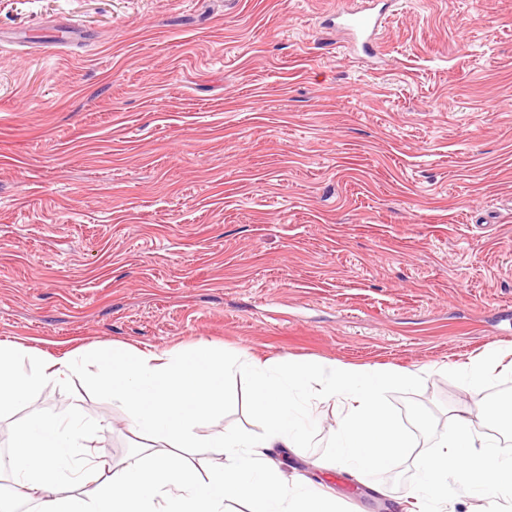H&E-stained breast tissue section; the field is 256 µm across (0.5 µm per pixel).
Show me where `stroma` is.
Here are the masks:
<instances>
[{"label": "stroma", "mask_w": 512, "mask_h": 512, "mask_svg": "<svg viewBox=\"0 0 512 512\" xmlns=\"http://www.w3.org/2000/svg\"><path fill=\"white\" fill-rule=\"evenodd\" d=\"M345 0H0V342H209L424 369L385 401L419 451L474 406L457 366L512 346V0H398L381 55ZM207 435L258 433L246 374ZM75 411L115 463L126 414L82 375L0 416ZM286 476L412 512L415 457L352 473L333 403ZM383 25L381 14L360 12L353 14L336 13V26L349 32L354 43L361 46L372 44V35Z\"/></svg>", "instance_id": "1"}]
</instances>
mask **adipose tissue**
<instances>
[{
	"label": "adipose tissue",
	"instance_id": "ef3b65f1",
	"mask_svg": "<svg viewBox=\"0 0 512 512\" xmlns=\"http://www.w3.org/2000/svg\"><path fill=\"white\" fill-rule=\"evenodd\" d=\"M96 361L107 367L100 384L125 408L129 429L148 443L134 461L105 469L96 437L75 415L32 412L0 469L39 500L40 512H225L229 501L246 503L248 512H343L323 488L288 480L268 454L297 447L313 420L314 397L339 403L334 445L338 458L355 469L381 468L410 445L384 394L414 384L419 371L292 357L246 364L240 354L220 356L204 342L161 353L115 343L32 358L21 345L0 343V415L48 381ZM245 368L262 432L198 434L202 418L236 407L226 382ZM499 371L512 372V351L491 347L472 359L461 379L476 395ZM490 422L512 434V420L481 401L476 412L451 419L441 451L419 455L421 512L447 507L452 480L480 495L492 489L512 493V458L502 457L481 430ZM193 448L216 449L224 462L198 472L189 456Z\"/></svg>",
	"mask_w": 512,
	"mask_h": 512
}]
</instances>
